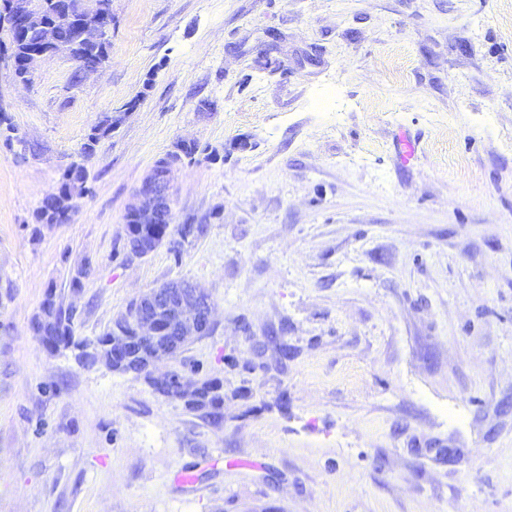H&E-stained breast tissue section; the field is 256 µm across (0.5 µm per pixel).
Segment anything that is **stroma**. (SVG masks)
Listing matches in <instances>:
<instances>
[{
  "instance_id": "stroma-1",
  "label": "stroma",
  "mask_w": 512,
  "mask_h": 512,
  "mask_svg": "<svg viewBox=\"0 0 512 512\" xmlns=\"http://www.w3.org/2000/svg\"><path fill=\"white\" fill-rule=\"evenodd\" d=\"M75 68L0 58V512H512V0H112L109 65ZM180 139L197 231L127 258ZM174 279L212 330L162 368L222 384L221 422L31 332L48 291L92 341ZM115 127H112V113L103 115L98 122L91 127L86 142L82 145V153L91 155L95 151L98 142L108 136ZM87 181L88 172L85 167H73L72 165L66 169L55 189L44 197L52 200V207L44 206L41 202L36 212L37 223H63L61 216L75 212L78 207V200L89 192Z\"/></svg>"
}]
</instances>
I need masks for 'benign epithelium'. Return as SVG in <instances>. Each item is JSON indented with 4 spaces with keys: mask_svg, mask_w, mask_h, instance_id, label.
<instances>
[{
    "mask_svg": "<svg viewBox=\"0 0 512 512\" xmlns=\"http://www.w3.org/2000/svg\"><path fill=\"white\" fill-rule=\"evenodd\" d=\"M56 12L55 25L74 26L75 36L79 40L106 43L111 40L112 11L98 2L89 8L73 13L71 0H58L54 3ZM0 28L12 34L37 32V40L31 46L25 60L24 70L32 73L33 64L39 59L59 52L53 28H37L33 2L31 0H6L5 8L0 10ZM176 164L164 162L153 166L133 195V202L128 206L130 219L140 225L142 232L138 237L158 238V235L146 227L154 224L173 223L172 180ZM164 311V333L168 337L166 350L152 364V372L158 371L159 364L181 351L188 343L201 336L211 327L213 302L210 296L199 290L193 283L176 280L170 284L154 288L139 299L131 316V322L140 337L154 339L156 313ZM155 389L166 394L175 385H184L178 377L166 373L151 378Z\"/></svg>",
    "mask_w": 512,
    "mask_h": 512,
    "instance_id": "obj_1",
    "label": "benign epithelium"
}]
</instances>
